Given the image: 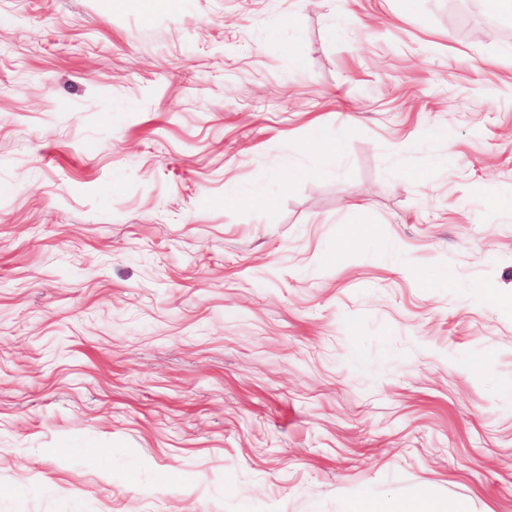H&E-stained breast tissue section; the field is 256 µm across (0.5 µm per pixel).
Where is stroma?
Instances as JSON below:
<instances>
[{"label":"stroma","mask_w":512,"mask_h":512,"mask_svg":"<svg viewBox=\"0 0 512 512\" xmlns=\"http://www.w3.org/2000/svg\"><path fill=\"white\" fill-rule=\"evenodd\" d=\"M491 286L481 0H0V512H512ZM470 512L465 503L450 506L439 498L420 494L382 500L370 496L354 499L345 512Z\"/></svg>","instance_id":"35a3bbf8"}]
</instances>
